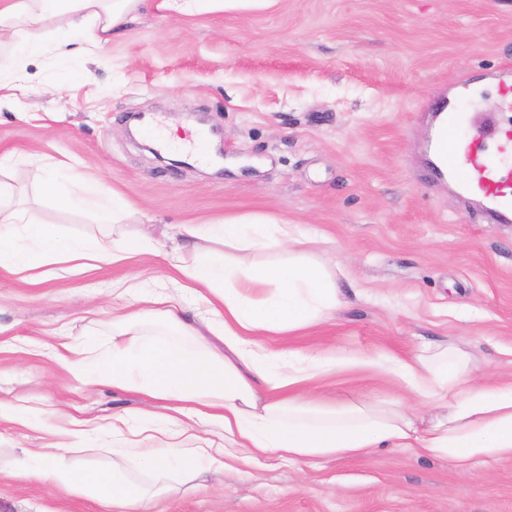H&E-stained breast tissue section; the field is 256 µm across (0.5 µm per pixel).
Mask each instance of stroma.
Returning a JSON list of instances; mask_svg holds the SVG:
<instances>
[{
    "mask_svg": "<svg viewBox=\"0 0 512 512\" xmlns=\"http://www.w3.org/2000/svg\"><path fill=\"white\" fill-rule=\"evenodd\" d=\"M512 66V0H277L266 10L143 8L104 49L29 58L0 104V153L19 163L8 180L37 221L63 235L93 230L40 190L46 161L102 177L141 209L123 233L167 242L175 224L227 214L287 216L349 270L336 319L284 338L326 355H405L426 341L467 349L481 373L512 380V224L485 223L480 199L434 178L425 144L442 100H463L470 138L506 124L492 71ZM166 116L186 134L204 120L221 166L177 165L150 153L139 114ZM142 274L174 290L150 254L88 271L50 267L32 284L0 270V465L19 449L90 441L64 457L77 471L120 467L112 415L153 408L144 395L76 380L57 346L93 334L112 347L120 316L113 282ZM319 396L391 393L375 372L318 379ZM162 512H512V461L455 463L377 450L300 468L271 457L244 477H165ZM0 512H113L71 486L0 474Z\"/></svg>",
    "mask_w": 512,
    "mask_h": 512,
    "instance_id": "obj_1",
    "label": "stroma"
}]
</instances>
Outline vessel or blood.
Returning <instances> with one entry per match:
<instances>
[{
	"instance_id": "vessel-or-blood-1",
	"label": "vessel or blood",
	"mask_w": 512,
	"mask_h": 512,
	"mask_svg": "<svg viewBox=\"0 0 512 512\" xmlns=\"http://www.w3.org/2000/svg\"><path fill=\"white\" fill-rule=\"evenodd\" d=\"M461 116L451 104L436 110L435 133L429 148L438 159L436 173L463 191H478L489 224L512 222V137L498 141L496 153H485L480 140H463Z\"/></svg>"
}]
</instances>
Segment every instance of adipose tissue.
<instances>
[{"label": "adipose tissue", "instance_id": "ef3b65f1", "mask_svg": "<svg viewBox=\"0 0 512 512\" xmlns=\"http://www.w3.org/2000/svg\"><path fill=\"white\" fill-rule=\"evenodd\" d=\"M142 2L0 0V44L11 48L0 57V77L12 79L23 60L45 51L67 63L77 37L90 49L104 48L135 20ZM14 164V153L0 155V269L37 282L47 266L91 270L155 251L179 276L174 295L150 293L135 277L113 283V295L133 310L112 323L111 356L94 355L87 343L69 348L78 380L138 391L186 418L169 428L113 415V455L135 458L153 477L178 471L189 478L212 471L223 459L247 464L270 454L312 464L387 448L450 459L463 471L512 460V380H476L460 348L425 343L406 357H333L268 346L270 337L332 319L343 304L339 283L349 273L319 256L320 237L300 233L283 216L240 214L173 225L178 247L159 252L144 236H115V226L133 211L119 192L54 160L46 165L43 192L62 181L78 184L61 205L91 215L96 227L65 238L17 202L15 187L4 180ZM245 252L259 254V261L244 263ZM188 294L211 314L209 330L223 343V353L191 351L200 330L184 317ZM365 369L403 383L406 394L332 402L306 395L318 378ZM193 416L219 425L223 444L188 425ZM62 459L57 448H24L14 473L75 486L110 500L118 512H144L156 496L152 487L115 472L64 468Z\"/></svg>", "mask_w": 512, "mask_h": 512}]
</instances>
